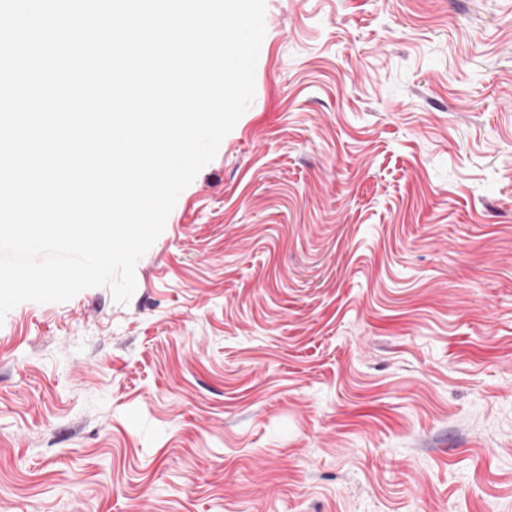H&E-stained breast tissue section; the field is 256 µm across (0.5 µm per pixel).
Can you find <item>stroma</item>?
I'll list each match as a JSON object with an SVG mask.
<instances>
[{
    "instance_id": "obj_1",
    "label": "stroma",
    "mask_w": 512,
    "mask_h": 512,
    "mask_svg": "<svg viewBox=\"0 0 512 512\" xmlns=\"http://www.w3.org/2000/svg\"><path fill=\"white\" fill-rule=\"evenodd\" d=\"M265 26L130 301L0 323V512H512V0Z\"/></svg>"
}]
</instances>
